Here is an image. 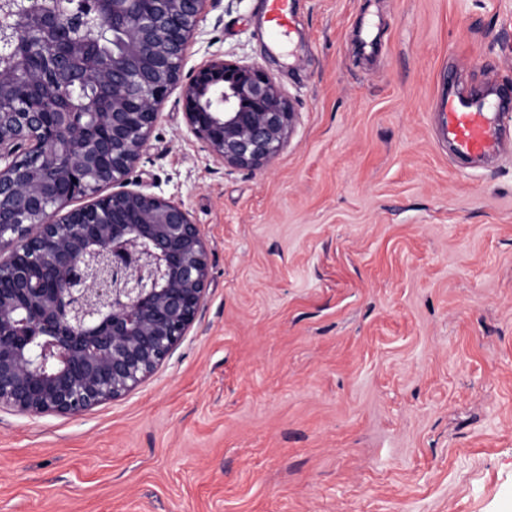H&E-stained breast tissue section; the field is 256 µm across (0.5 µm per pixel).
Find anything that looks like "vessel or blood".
Here are the masks:
<instances>
[{"label": "vessel or blood", "mask_w": 512, "mask_h": 512, "mask_svg": "<svg viewBox=\"0 0 512 512\" xmlns=\"http://www.w3.org/2000/svg\"><path fill=\"white\" fill-rule=\"evenodd\" d=\"M267 19L273 34L291 23L288 0H266ZM440 136L457 156L480 159L499 154L505 145L506 122L511 115L492 101L462 94L442 95L436 100Z\"/></svg>", "instance_id": "1"}]
</instances>
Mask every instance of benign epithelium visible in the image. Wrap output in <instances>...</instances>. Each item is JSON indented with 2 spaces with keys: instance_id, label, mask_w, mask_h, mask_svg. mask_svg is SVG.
<instances>
[{
  "instance_id": "obj_1",
  "label": "benign epithelium",
  "mask_w": 512,
  "mask_h": 512,
  "mask_svg": "<svg viewBox=\"0 0 512 512\" xmlns=\"http://www.w3.org/2000/svg\"><path fill=\"white\" fill-rule=\"evenodd\" d=\"M214 2L51 0L27 17L0 0L14 56L0 64V407L76 416L121 399L194 324L209 282L200 227L183 201L128 188L160 106L181 87L189 132L236 169L270 164L293 118L254 64L210 56L182 80ZM88 83L102 109L60 104Z\"/></svg>"
}]
</instances>
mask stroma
I'll return each mask as SVG.
<instances>
[{"label":"stroma","mask_w":512,"mask_h":512,"mask_svg":"<svg viewBox=\"0 0 512 512\" xmlns=\"http://www.w3.org/2000/svg\"><path fill=\"white\" fill-rule=\"evenodd\" d=\"M183 71L253 63L294 113L216 162L179 91L130 179L209 252L192 328L124 398L0 408V512H512V145L465 163L446 89L512 93V0H219ZM267 19L275 37L289 28L291 23V6L288 0H266Z\"/></svg>","instance_id":"obj_1"}]
</instances>
